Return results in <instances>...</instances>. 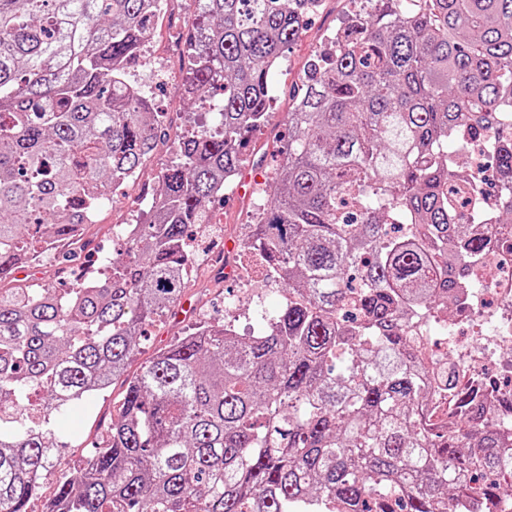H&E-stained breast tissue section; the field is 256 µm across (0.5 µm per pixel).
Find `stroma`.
Masks as SVG:
<instances>
[{"instance_id":"1","label":"stroma","mask_w":512,"mask_h":512,"mask_svg":"<svg viewBox=\"0 0 512 512\" xmlns=\"http://www.w3.org/2000/svg\"><path fill=\"white\" fill-rule=\"evenodd\" d=\"M352 8L351 0H321L299 39L272 71L275 100L269 123L249 135L246 163L238 176L245 188L215 198V221L196 240L202 257L194 264L195 273L175 306L146 326L129 373L139 372L155 352L189 334L198 323L228 319L244 334L256 323L257 309L273 313L285 303L287 292L280 283L265 279L263 265L245 261L247 226L266 202L263 188L278 163V146L288 134L291 92L300 84L313 53L327 48L329 36ZM197 14L196 0H167L145 47L147 63L136 69L143 78L157 67L171 76L170 84L156 99L159 109L167 114L156 151L138 175L117 187L110 203L99 210L87 233V249L74 257L67 249H56L51 257L27 269L29 280L56 286L85 277L94 269L98 255L111 253L115 225L149 223L145 201L157 187L158 175L171 161L179 139L194 129L202 111L200 101L187 96L182 88L187 71V34ZM124 390L125 384L119 380L72 407L65 426L55 435L53 467L43 481L39 499L31 505L32 512H42L44 500L52 496L57 483L75 477L85 458L105 440L108 426L118 416Z\"/></svg>"}]
</instances>
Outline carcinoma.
<instances>
[{"label":"carcinoma","mask_w":512,"mask_h":512,"mask_svg":"<svg viewBox=\"0 0 512 512\" xmlns=\"http://www.w3.org/2000/svg\"><path fill=\"white\" fill-rule=\"evenodd\" d=\"M184 92L215 121L161 171L154 221L67 288L16 275L44 241L85 248L155 149L137 95L150 0H0V512H31L49 440L126 372L184 290L191 228L267 125L272 70L320 0H196ZM314 54L246 245L288 289L241 335L209 323L126 378L119 416L43 512H512L502 409L435 379L413 324L454 310L512 241V191L484 206L469 139L512 185V0H358ZM464 200L478 221L460 220ZM451 393L448 426L424 409Z\"/></svg>","instance_id":"1"}]
</instances>
